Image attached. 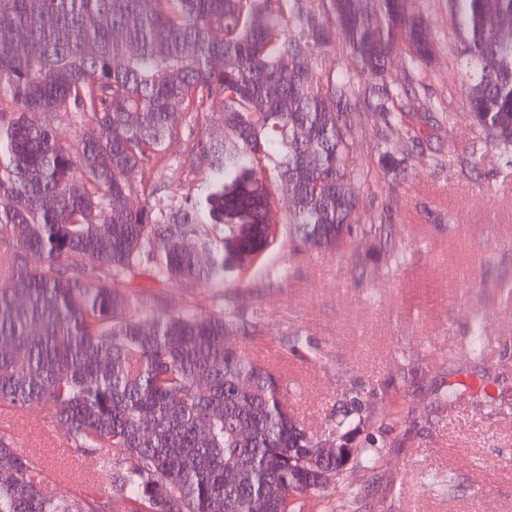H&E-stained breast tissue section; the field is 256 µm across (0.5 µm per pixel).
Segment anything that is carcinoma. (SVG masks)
Listing matches in <instances>:
<instances>
[{
	"label": "carcinoma",
	"mask_w": 512,
	"mask_h": 512,
	"mask_svg": "<svg viewBox=\"0 0 512 512\" xmlns=\"http://www.w3.org/2000/svg\"><path fill=\"white\" fill-rule=\"evenodd\" d=\"M413 2L0 0V99L16 106L0 112V403L48 406L129 512H301L299 499L380 459L376 437L356 441L377 391H345L318 437L277 371L227 344L244 326L234 310L155 313L154 296L129 288L144 268L189 287L254 266L278 239L267 219L284 181L285 225L305 246L348 252L384 231L361 222L367 175L348 163L353 79L318 76L312 57L327 24L362 74L384 75L399 45L422 68L428 30ZM448 4L474 125L512 152V0ZM401 91L385 88L378 117L407 139ZM56 112L75 127L70 143L25 117ZM199 122L197 193L131 208V176ZM329 443L348 453L310 477ZM0 512L90 509L43 496L1 434Z\"/></svg>",
	"instance_id": "carcinoma-1"
}]
</instances>
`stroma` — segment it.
<instances>
[{"label": "stroma", "instance_id": "obj_1", "mask_svg": "<svg viewBox=\"0 0 512 512\" xmlns=\"http://www.w3.org/2000/svg\"><path fill=\"white\" fill-rule=\"evenodd\" d=\"M432 53L412 71L394 49L389 78L416 130L382 154L383 126L371 118L365 90L381 95V80L354 82L355 131L349 163L368 174L365 218L381 217L390 232L364 237L353 252L310 249L281 233L277 244L239 279L195 281L182 288L140 271L135 289L158 295L164 310L222 307L260 320V333L241 344L278 367L297 418L323 433L345 389L378 393L365 433L383 443L373 470L358 472L362 496L352 512H512V163L486 144L464 107L459 41L448 0H416ZM319 75L354 72L340 32L313 58ZM170 166L156 175L155 193L131 196L133 207L193 190L199 174L184 165L186 143H169ZM480 329L482 355L468 347ZM317 346L311 360L285 355L284 336ZM15 449L42 474V490L98 504L113 491L91 457L62 436L41 406L0 405Z\"/></svg>", "mask_w": 512, "mask_h": 512}]
</instances>
